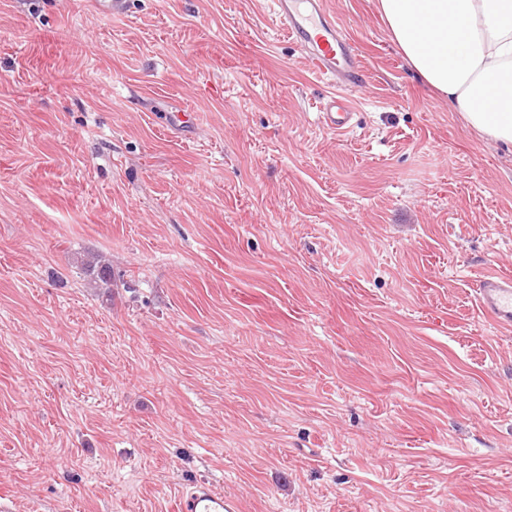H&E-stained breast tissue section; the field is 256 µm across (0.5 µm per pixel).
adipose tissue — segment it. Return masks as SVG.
<instances>
[{
    "mask_svg": "<svg viewBox=\"0 0 512 512\" xmlns=\"http://www.w3.org/2000/svg\"><path fill=\"white\" fill-rule=\"evenodd\" d=\"M389 38L451 111L512 145V0H377Z\"/></svg>",
    "mask_w": 512,
    "mask_h": 512,
    "instance_id": "1",
    "label": "adipose tissue"
}]
</instances>
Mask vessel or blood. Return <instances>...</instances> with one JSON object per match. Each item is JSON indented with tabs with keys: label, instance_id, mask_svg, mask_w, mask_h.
<instances>
[{
	"label": "vessel or blood",
	"instance_id": "obj_1",
	"mask_svg": "<svg viewBox=\"0 0 512 512\" xmlns=\"http://www.w3.org/2000/svg\"><path fill=\"white\" fill-rule=\"evenodd\" d=\"M273 15L289 41L302 46L306 61L319 79L339 84L338 94L320 105V122L339 134L351 126V91L362 82L361 65L349 35L336 20L327 0H271ZM479 312L504 332H512V277L497 271L485 273L479 281ZM239 496L217 490L209 481L198 480L184 490L176 512H242Z\"/></svg>",
	"mask_w": 512,
	"mask_h": 512
}]
</instances>
